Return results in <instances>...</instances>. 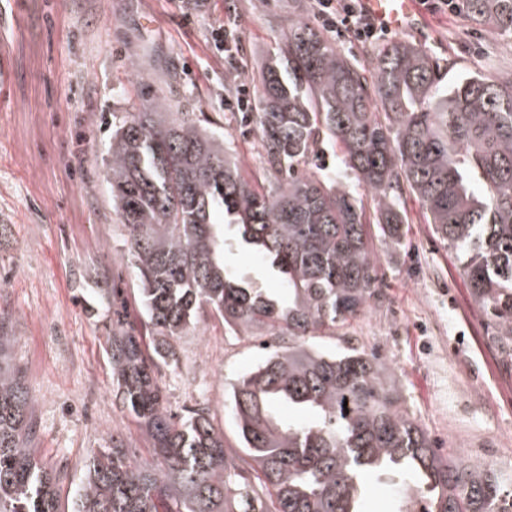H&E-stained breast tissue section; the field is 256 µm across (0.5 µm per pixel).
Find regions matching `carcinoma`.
I'll list each match as a JSON object with an SVG mask.
<instances>
[{"label":"carcinoma","instance_id":"1","mask_svg":"<svg viewBox=\"0 0 512 512\" xmlns=\"http://www.w3.org/2000/svg\"><path fill=\"white\" fill-rule=\"evenodd\" d=\"M467 4L472 23L512 31V0ZM254 85L256 130L275 175L267 191L242 175L229 141L163 92L112 131L106 181L153 340L143 346L119 322L107 354L153 462L111 437L90 457L72 512H360L364 473L411 476L424 512H512L504 475L433 447L384 361L312 344L381 300L370 241L400 250L408 191L512 364V71L450 88L439 62L406 41L360 67L290 17ZM324 144L339 146L345 179L301 170ZM354 182L374 201L370 217ZM244 246L285 294L226 264ZM206 308L226 333L267 350L227 396L241 465L204 410L177 420L162 392L174 341ZM14 340L1 319L0 512H60L58 475L31 447L37 398L8 362ZM283 404L307 419H282Z\"/></svg>","mask_w":512,"mask_h":512}]
</instances>
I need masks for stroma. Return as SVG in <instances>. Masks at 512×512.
Masks as SVG:
<instances>
[{
  "mask_svg": "<svg viewBox=\"0 0 512 512\" xmlns=\"http://www.w3.org/2000/svg\"><path fill=\"white\" fill-rule=\"evenodd\" d=\"M0 16L11 82L0 95V316L15 338L12 354L37 398L35 448L62 477L70 503L85 464L109 435L149 460V444L112 391L106 336L113 291L127 321L141 328L138 281L125 253L126 230L105 180L112 129L142 98L191 91L205 126L230 140L245 175L263 177L253 125L225 109V85L253 74L276 52V18L316 23L314 0H22ZM227 26L226 41L215 37ZM394 39L437 58L449 78L512 69V33L469 22L466 9L425 12ZM142 54L149 84L130 62ZM408 235L388 254L375 246L386 284L335 335L317 338L328 352L356 347L389 364L405 406L441 452L512 475V369L489 342L455 255L437 240L420 203L405 195ZM176 365L162 386L174 413L206 408L240 458L225 392L257 365L258 340L225 333L202 312L175 345ZM364 512H397L414 490L411 477L369 482Z\"/></svg>",
  "mask_w": 512,
  "mask_h": 512,
  "instance_id": "stroma-1",
  "label": "stroma"
}]
</instances>
